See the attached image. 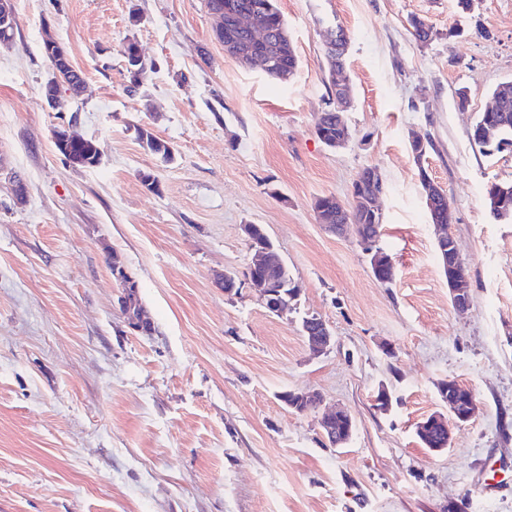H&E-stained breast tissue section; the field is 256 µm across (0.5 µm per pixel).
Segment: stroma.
I'll return each instance as SVG.
<instances>
[{"label": "stroma", "instance_id": "stroma-1", "mask_svg": "<svg viewBox=\"0 0 512 512\" xmlns=\"http://www.w3.org/2000/svg\"><path fill=\"white\" fill-rule=\"evenodd\" d=\"M278 5L299 60L285 82L225 54L206 0H14L18 28L0 45V512H512V223L486 201L512 183V146L471 138L493 90L512 82V0L465 12L457 0ZM337 25L353 103L350 139L331 149L316 127L334 107L324 32ZM48 32L86 85L60 91L61 109L44 97ZM60 125L98 143L97 167L55 149ZM141 127L172 160L142 148ZM415 132L433 143L419 162ZM368 167L387 186L377 245L394 262L388 283L358 237L313 210L322 195L351 205ZM424 174L454 214L471 284L463 312ZM247 224L263 226L297 290L283 316L247 279ZM116 263L150 331L122 311ZM311 315L333 336L319 355L301 331ZM449 379L477 411L437 452L416 426L445 412ZM289 391L347 408L349 442L331 446L320 410L291 409Z\"/></svg>", "mask_w": 512, "mask_h": 512}]
</instances>
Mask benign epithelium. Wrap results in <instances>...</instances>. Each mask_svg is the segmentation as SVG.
Listing matches in <instances>:
<instances>
[{
    "label": "benign epithelium",
    "instance_id": "1",
    "mask_svg": "<svg viewBox=\"0 0 512 512\" xmlns=\"http://www.w3.org/2000/svg\"><path fill=\"white\" fill-rule=\"evenodd\" d=\"M232 25L229 26V39H221L224 52L231 55L237 64L245 68L258 67L265 71L270 68L271 57L264 48L272 40L283 38V31H273L266 24L260 22L252 10H242L231 14ZM14 22L13 0H0V39L10 38ZM48 46V59L54 74L59 69L71 66L66 49L51 36L45 37ZM331 82L334 86L335 99L338 108L343 109L351 104V95L345 72L337 67L331 70ZM425 184V201L429 210L433 211L442 206L443 192L441 187L430 178H423ZM386 192V184L381 173L375 168H367L353 188V206L346 209L336 206V223L328 224L323 218V209H314L319 223L325 225L329 231L338 235L355 233L361 242L366 245L371 241L364 238V225L358 223V216L364 214L376 218L379 214V200ZM439 233L436 238L438 256L441 266L448 276V291L452 305L457 310H466L471 305V293L468 276L463 270L456 240L448 232V225H438ZM372 270L376 274L387 273L394 277V264L391 258L382 250L374 252L371 259ZM249 280L259 290L260 298L267 311L279 316L288 310V304L294 299L296 292L288 293L285 279V264L278 253L262 249L255 243H250ZM308 347L311 351L319 353L330 346L332 333L322 321L304 329ZM441 400L448 405L450 413L459 423L469 421L476 408V403L470 389L464 387L454 379L445 381L440 386ZM318 395L308 392H291L287 405L295 410H306L311 406L320 404ZM323 436L334 446L345 444L352 436L355 420L352 414L344 409H337L326 413L320 422ZM417 430L423 436L438 431L446 435L447 441H452V435L446 418L436 412L417 425Z\"/></svg>",
    "mask_w": 512,
    "mask_h": 512
}]
</instances>
